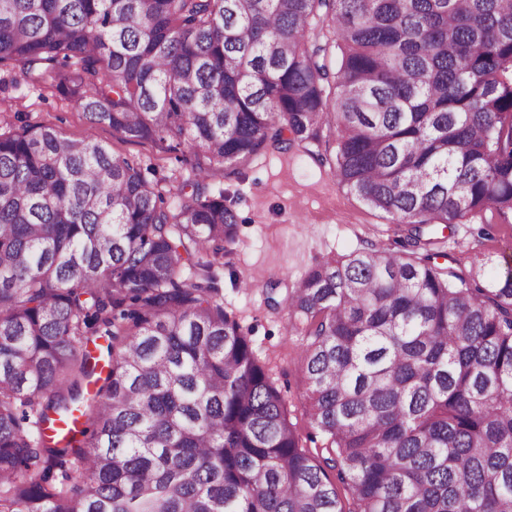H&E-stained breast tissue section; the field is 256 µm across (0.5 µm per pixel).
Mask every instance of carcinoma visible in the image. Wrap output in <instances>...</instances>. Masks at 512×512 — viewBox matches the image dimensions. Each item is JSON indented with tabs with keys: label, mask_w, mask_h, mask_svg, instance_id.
I'll return each instance as SVG.
<instances>
[{
	"label": "carcinoma",
	"mask_w": 512,
	"mask_h": 512,
	"mask_svg": "<svg viewBox=\"0 0 512 512\" xmlns=\"http://www.w3.org/2000/svg\"><path fill=\"white\" fill-rule=\"evenodd\" d=\"M0 67L194 176L169 207L100 141L0 134V512H512V256L425 233L512 224V0H0ZM296 142L405 248L288 289L313 451L200 260L238 230L205 180ZM480 224V217H477L469 219L466 224H455L452 231H440L437 247L462 267H468L473 261L484 263L485 279L493 283L498 279L502 256L512 255V224H489V234L479 238Z\"/></svg>",
	"instance_id": "1"
}]
</instances>
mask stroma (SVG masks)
Returning <instances> with one entry per match:
<instances>
[{"label":"stroma","instance_id":"obj_1","mask_svg":"<svg viewBox=\"0 0 512 512\" xmlns=\"http://www.w3.org/2000/svg\"><path fill=\"white\" fill-rule=\"evenodd\" d=\"M38 125L52 126L74 140L94 136L114 155L138 159L167 202L177 203L179 185L189 169L175 153L150 141L126 140L106 125L90 126L83 112L54 87L29 85L19 69L1 68L0 133ZM208 186L233 197L239 217L236 241L218 272L224 309L248 333L287 401L291 421L301 435H309L301 339L286 333V309L268 306L266 285L276 280L290 283L316 263L366 247L401 250L397 227L340 186L298 146L258 155L229 174H216ZM479 226L476 218L454 225L440 233L438 249L463 266L483 263L485 279L491 283L499 276L503 257L512 255V224L490 225L483 237L477 234Z\"/></svg>","mask_w":512,"mask_h":512}]
</instances>
